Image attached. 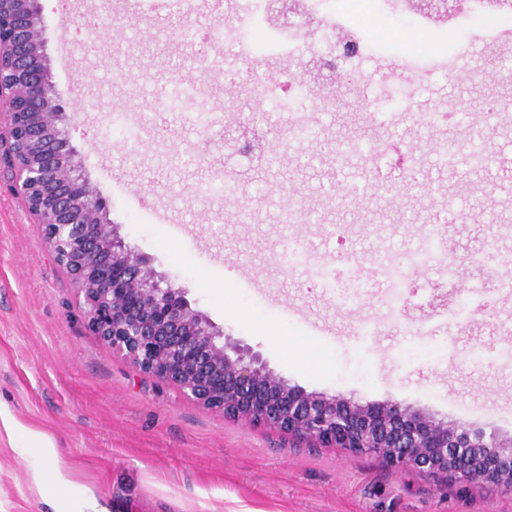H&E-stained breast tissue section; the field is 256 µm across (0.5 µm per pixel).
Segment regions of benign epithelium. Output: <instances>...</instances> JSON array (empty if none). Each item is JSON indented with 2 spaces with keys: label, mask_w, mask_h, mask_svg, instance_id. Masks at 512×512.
I'll return each mask as SVG.
<instances>
[{
  "label": "benign epithelium",
  "mask_w": 512,
  "mask_h": 512,
  "mask_svg": "<svg viewBox=\"0 0 512 512\" xmlns=\"http://www.w3.org/2000/svg\"><path fill=\"white\" fill-rule=\"evenodd\" d=\"M0 0V158L41 224L44 242L83 296L92 332L141 372L232 419L299 441L368 452L395 470L416 469L449 481L512 490L501 469L512 441L450 423L410 405L362 403L308 392L275 375L259 353L218 328L167 283L117 226L83 211L88 188L69 138L49 131L69 115L45 76L49 35L40 0Z\"/></svg>",
  "instance_id": "7a95c632"
}]
</instances>
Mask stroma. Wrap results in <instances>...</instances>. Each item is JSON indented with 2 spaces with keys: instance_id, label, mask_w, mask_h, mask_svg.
<instances>
[{
  "instance_id": "35a3bbf8",
  "label": "stroma",
  "mask_w": 512,
  "mask_h": 512,
  "mask_svg": "<svg viewBox=\"0 0 512 512\" xmlns=\"http://www.w3.org/2000/svg\"><path fill=\"white\" fill-rule=\"evenodd\" d=\"M334 2L374 19L377 47L364 71L411 55L427 72L421 94L382 111L381 90H398L390 79L368 83L358 99L338 86L328 110L315 94L276 110L254 92L276 67L268 42L224 76L225 25L256 24L248 0H239L237 15L222 8L188 19L214 34L203 65L191 39L156 28L159 19L188 21L168 0L120 12L113 0H41L51 80L77 104L72 143L125 240L275 374L309 392L411 405L512 439V355L502 351L501 328L512 290L474 310L456 295L464 324L452 355L445 333L422 330L415 309L438 268L407 263L430 232L428 215L452 202L477 218L445 229L457 276L470 271L474 237L512 249V198L476 191L512 156V111L488 133L483 168L463 174L439 161L440 148L457 151L473 139L487 98L512 99V81L482 78L494 63L470 30H457L448 45L449 57L465 58L459 79L433 71L425 37L401 43L400 22L378 0ZM175 79L208 93L159 112ZM441 97L459 108L454 123L413 122L420 104ZM232 98L272 111L278 132L228 198L215 143ZM202 109L206 128L194 119ZM295 121L316 123V137H292ZM290 246L330 271L343 251L368 272L386 262L405 268L402 297L391 302L381 288L338 303L335 290L315 286L311 266L283 260ZM363 322L376 326L378 341L359 339ZM286 337L301 347L291 359ZM52 469L54 483L45 478ZM92 499L101 512H512V492L292 444L139 371L89 329L66 270L0 171V512H88Z\"/></svg>"
}]
</instances>
